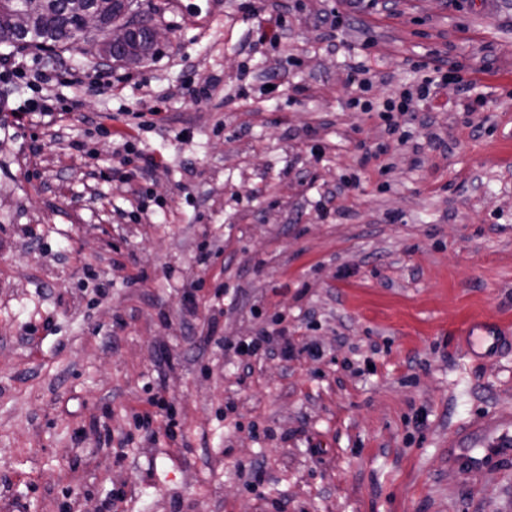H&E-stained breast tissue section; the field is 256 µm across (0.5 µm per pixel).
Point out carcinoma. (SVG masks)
<instances>
[{"label": "carcinoma", "instance_id": "cac0c4a2", "mask_svg": "<svg viewBox=\"0 0 512 512\" xmlns=\"http://www.w3.org/2000/svg\"><path fill=\"white\" fill-rule=\"evenodd\" d=\"M131 0H0V37L22 34L23 46L50 48L77 42L76 26L86 11L101 27L131 13ZM154 45L143 36L132 38L122 58L139 62L153 55Z\"/></svg>", "mask_w": 512, "mask_h": 512}]
</instances>
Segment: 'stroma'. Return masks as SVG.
I'll return each mask as SVG.
<instances>
[{"mask_svg": "<svg viewBox=\"0 0 512 512\" xmlns=\"http://www.w3.org/2000/svg\"><path fill=\"white\" fill-rule=\"evenodd\" d=\"M280 3L274 42L268 0H133L148 61L0 55V512H512V459L448 462L512 415V0H352L332 33L333 0ZM350 47L376 101L454 65L431 125L401 144L350 108ZM66 70L79 93L42 85ZM481 322L499 341L466 346ZM281 329L299 354L243 372L235 345Z\"/></svg>", "mask_w": 512, "mask_h": 512, "instance_id": "1", "label": "stroma"}]
</instances>
